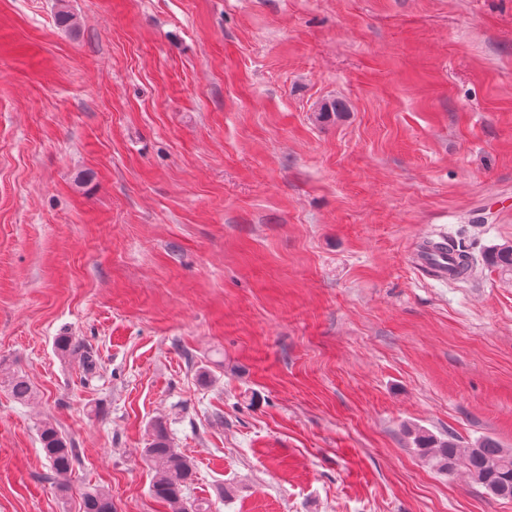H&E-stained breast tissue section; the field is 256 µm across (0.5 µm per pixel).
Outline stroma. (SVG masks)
<instances>
[{
	"instance_id": "stroma-1",
	"label": "stroma",
	"mask_w": 512,
	"mask_h": 512,
	"mask_svg": "<svg viewBox=\"0 0 512 512\" xmlns=\"http://www.w3.org/2000/svg\"><path fill=\"white\" fill-rule=\"evenodd\" d=\"M67 6L0 0V512H168L158 422L211 512H512L405 433L512 448V0ZM431 250L421 252V249L412 255V262L434 279L448 282V240L441 237L431 244ZM39 438L54 476H63L71 471L77 455L70 440L49 422L41 426Z\"/></svg>"
}]
</instances>
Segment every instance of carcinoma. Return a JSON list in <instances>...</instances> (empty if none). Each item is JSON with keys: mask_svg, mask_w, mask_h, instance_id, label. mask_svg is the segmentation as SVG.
<instances>
[{"mask_svg": "<svg viewBox=\"0 0 512 512\" xmlns=\"http://www.w3.org/2000/svg\"><path fill=\"white\" fill-rule=\"evenodd\" d=\"M492 260L506 273L512 272V245L494 249ZM474 266V256L466 249L457 248L455 276L468 277ZM13 397L20 401L31 395L26 378L15 376L10 381ZM413 436L416 450L428 458L442 473L452 474L462 468L485 492L493 497L512 498V450L501 447L491 438L482 439L473 448L460 447L453 436L438 438L420 428L407 430ZM43 451L54 476L71 471L77 459L75 448L56 427L44 423L39 430ZM145 460L155 469L152 485L154 497L168 504L171 512H210V508L197 500L188 501L184 491L192 481L193 462L172 448L165 428L157 423L153 427L151 442L144 449ZM84 512H114L112 496L101 491L89 492L84 497Z\"/></svg>", "mask_w": 512, "mask_h": 512, "instance_id": "cac0c4a2", "label": "carcinoma"}]
</instances>
